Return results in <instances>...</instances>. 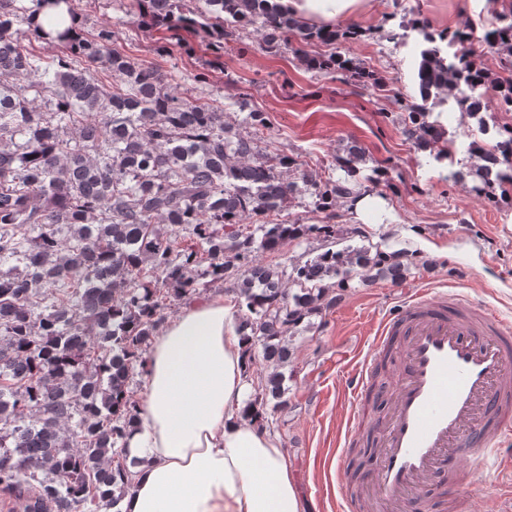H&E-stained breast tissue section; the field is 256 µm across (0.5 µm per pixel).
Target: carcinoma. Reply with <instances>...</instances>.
<instances>
[{
	"label": "carcinoma",
	"instance_id": "carcinoma-1",
	"mask_svg": "<svg viewBox=\"0 0 512 512\" xmlns=\"http://www.w3.org/2000/svg\"><path fill=\"white\" fill-rule=\"evenodd\" d=\"M75 0H0V488L25 498L27 512H120L132 474L127 436L138 405L133 378L169 306L189 304L222 284L237 294L238 332L250 341L246 370L257 381L261 418L283 403L289 336L310 328L355 276L398 280L414 265L405 248L336 246V206L355 205L383 184L385 169L361 173L356 143L338 159L342 174L290 173L299 156L261 147L266 113L251 109L234 127L224 106L193 88L144 69L112 48V30H49L40 9ZM143 23L168 34L159 51L188 50L180 32L201 31L217 65L224 45L252 26L266 49L296 40L308 69L340 72L385 91L372 71L331 50L360 31L313 27L282 0H132ZM422 48L416 81L423 101L464 83H488L467 53L448 59L442 43L463 33H431L417 21ZM52 43L47 62L25 44ZM512 39V16L497 17L486 46ZM106 62L105 85L77 58ZM512 106V77L494 79ZM404 133L435 161L449 162L453 142L432 113L406 109ZM472 171L471 191L497 204L512 191V126ZM309 197L316 224L274 222L288 202ZM319 238L323 251L290 267L262 264L291 241ZM331 284H326V280ZM263 361L266 372L258 371Z\"/></svg>",
	"mask_w": 512,
	"mask_h": 512
}]
</instances>
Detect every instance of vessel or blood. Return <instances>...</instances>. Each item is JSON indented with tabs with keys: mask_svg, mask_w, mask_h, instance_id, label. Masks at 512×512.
Returning <instances> with one entry per match:
<instances>
[{
	"mask_svg": "<svg viewBox=\"0 0 512 512\" xmlns=\"http://www.w3.org/2000/svg\"><path fill=\"white\" fill-rule=\"evenodd\" d=\"M395 336L402 374L378 421L367 390ZM351 391L345 439L367 429L377 438L367 497L381 512H408L448 456L512 465V328L463 294L421 293L390 310Z\"/></svg>",
	"mask_w": 512,
	"mask_h": 512,
	"instance_id": "1",
	"label": "vessel or blood"
}]
</instances>
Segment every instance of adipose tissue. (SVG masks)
Masks as SVG:
<instances>
[{
    "label": "adipose tissue",
    "mask_w": 512,
    "mask_h": 512,
    "mask_svg": "<svg viewBox=\"0 0 512 512\" xmlns=\"http://www.w3.org/2000/svg\"><path fill=\"white\" fill-rule=\"evenodd\" d=\"M284 2L329 23L363 0ZM235 313L214 296L185 306L155 336L127 439L136 463L123 512H304L284 448L249 420Z\"/></svg>",
    "instance_id": "adipose-tissue-1"
}]
</instances>
